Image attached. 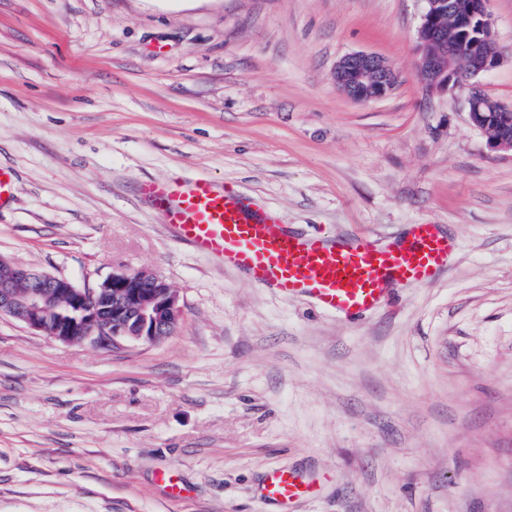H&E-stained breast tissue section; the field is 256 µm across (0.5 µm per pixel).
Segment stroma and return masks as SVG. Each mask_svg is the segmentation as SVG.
Here are the masks:
<instances>
[{"label": "stroma", "instance_id": "obj_1", "mask_svg": "<svg viewBox=\"0 0 512 512\" xmlns=\"http://www.w3.org/2000/svg\"><path fill=\"white\" fill-rule=\"evenodd\" d=\"M425 0H0V258L178 290L157 344H65L0 316V512H512V154L415 77ZM512 107V0H488ZM398 74L360 104L352 52ZM207 175L298 232L457 242L433 281L348 322L178 241L142 180ZM167 470L178 499L157 483ZM333 79L341 93L357 103L387 97L398 82L389 61L368 52H353L340 58L334 67ZM317 489V482L288 468H279L266 478L261 496L265 503L276 507V512H288L295 504L313 496Z\"/></svg>", "mask_w": 512, "mask_h": 512}]
</instances>
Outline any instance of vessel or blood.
<instances>
[{
	"label": "vessel or blood",
	"instance_id": "1",
	"mask_svg": "<svg viewBox=\"0 0 512 512\" xmlns=\"http://www.w3.org/2000/svg\"><path fill=\"white\" fill-rule=\"evenodd\" d=\"M140 193L175 235L220 259L256 285L281 296L313 301L351 320L374 313L389 287L433 280L448 265L455 242L435 224L411 225L404 241L378 245L292 232L280 215L207 177L148 181ZM317 482L287 468L274 470L261 496L277 512L313 496Z\"/></svg>",
	"mask_w": 512,
	"mask_h": 512
}]
</instances>
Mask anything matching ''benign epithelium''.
Returning a JSON list of instances; mask_svg holds the SVG:
<instances>
[{
  "mask_svg": "<svg viewBox=\"0 0 512 512\" xmlns=\"http://www.w3.org/2000/svg\"><path fill=\"white\" fill-rule=\"evenodd\" d=\"M418 28L419 84L430 94H465L470 123L493 152H512V109L485 94L473 82L497 67L501 54L492 35L487 0H425ZM448 16L454 31L471 30L480 50L471 55L448 37L437 21ZM333 79L341 93L357 103L383 99L395 89L398 76L387 59L374 53L353 52L340 58ZM0 277V315L10 316L63 343L91 342L114 347L120 342L157 343L178 329L183 306L178 293L156 272L142 268L118 270L93 286L80 287L68 278L10 264ZM66 302L67 313L50 319L53 299ZM54 329H48L49 321Z\"/></svg>",
  "mask_w": 512,
  "mask_h": 512,
  "instance_id": "benign-epithelium-1",
  "label": "benign epithelium"
}]
</instances>
